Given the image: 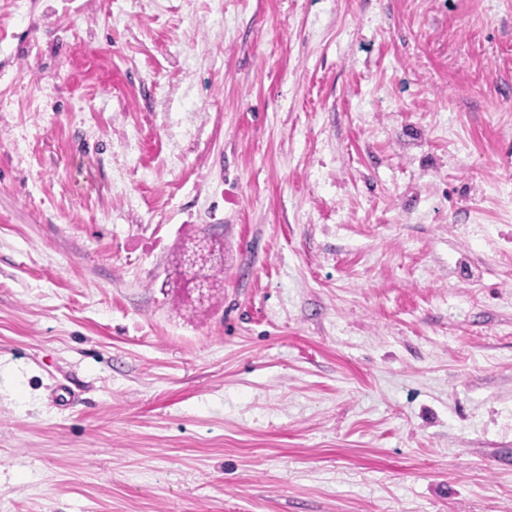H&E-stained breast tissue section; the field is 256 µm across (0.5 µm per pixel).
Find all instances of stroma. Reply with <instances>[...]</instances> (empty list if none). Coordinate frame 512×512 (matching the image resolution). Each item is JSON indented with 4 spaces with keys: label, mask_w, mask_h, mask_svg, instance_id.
I'll return each instance as SVG.
<instances>
[{
    "label": "stroma",
    "mask_w": 512,
    "mask_h": 512,
    "mask_svg": "<svg viewBox=\"0 0 512 512\" xmlns=\"http://www.w3.org/2000/svg\"><path fill=\"white\" fill-rule=\"evenodd\" d=\"M0 512H512V0H0ZM195 245L204 248L210 256V261L201 275L199 281H195L190 288H195L204 296V290L208 297L224 288V280L218 274L224 273V243L210 233L203 232L202 236L193 239Z\"/></svg>",
    "instance_id": "1"
}]
</instances>
